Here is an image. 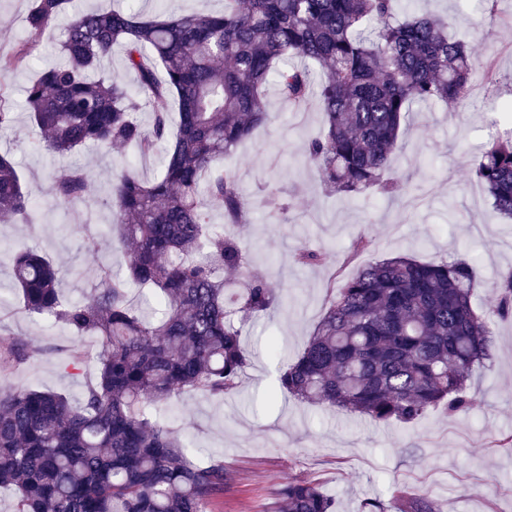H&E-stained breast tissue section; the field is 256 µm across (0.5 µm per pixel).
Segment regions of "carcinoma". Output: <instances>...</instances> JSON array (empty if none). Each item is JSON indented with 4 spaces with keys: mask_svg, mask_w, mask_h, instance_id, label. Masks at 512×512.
<instances>
[{
    "mask_svg": "<svg viewBox=\"0 0 512 512\" xmlns=\"http://www.w3.org/2000/svg\"><path fill=\"white\" fill-rule=\"evenodd\" d=\"M218 13L158 14L88 10L72 0H31L29 38L0 54V129L15 121L8 79L32 58V38L65 22L61 59L26 88L32 125L57 155L85 146L158 147L159 173L126 168L112 181L113 224L126 247L122 274L102 267L94 297L64 304L61 271L35 250L11 258L25 308L48 315L81 338H96L97 373L83 397L34 389L0 393V489L15 492V512H208L224 489V461H197L157 408L184 390L214 399L237 392L251 361L243 328L280 298L271 282L249 276L239 242L210 222L246 224L250 206L215 160L268 119L266 87L295 106L315 100L321 136L305 154L332 191L371 188L401 199L407 186L384 174L401 151L399 131L414 104L433 101L475 110L468 44L430 15L393 24L400 0H223ZM136 75L130 90L103 61L114 48ZM148 110L144 125L138 114ZM474 174L493 209L512 219V127L480 148ZM85 170H58L54 195L82 199ZM35 197L11 158L0 155V223L27 219ZM299 265L323 254L304 245ZM132 284L153 287L165 315L135 309ZM477 282L466 259L408 257L362 267L326 289L328 306L298 357L279 369L278 387L301 402L375 421L411 422L448 405L466 411L475 366L490 355L492 321L477 315ZM493 311L512 314V270L496 284ZM39 349L0 333V372ZM280 512H337L317 483L290 479L277 490ZM398 512H435L404 492Z\"/></svg>",
    "mask_w": 512,
    "mask_h": 512,
    "instance_id": "cac0c4a2",
    "label": "carcinoma"
}]
</instances>
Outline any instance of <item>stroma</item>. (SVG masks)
<instances>
[{
	"instance_id": "obj_1",
	"label": "stroma",
	"mask_w": 512,
	"mask_h": 512,
	"mask_svg": "<svg viewBox=\"0 0 512 512\" xmlns=\"http://www.w3.org/2000/svg\"><path fill=\"white\" fill-rule=\"evenodd\" d=\"M77 9L132 8L162 12L218 11L222 0H74ZM447 20L450 35L463 38L475 62L494 58L498 79L491 114L472 108L448 113L440 104L413 107L401 127L402 151L387 175L408 186L391 200L370 189L353 197L328 194L303 151L319 135L318 107L296 109L268 87L270 119L225 157L224 167L252 203L249 224L225 223L212 203L210 219L247 250L248 272L281 287L278 304L241 336L252 354L238 393L213 400L183 392L159 409L160 416L201 457L224 461V490L211 512H279L275 491L291 478L319 484L335 498L337 512H356L366 500L392 505L395 490L426 496L436 512H512V316L494 321L491 356L467 382L469 411L456 415L438 406L413 423H375L318 404L297 401L274 383L269 339L283 348V361L305 346L326 308L327 282L344 280L361 267L400 254L423 262L471 259L479 283L472 304L488 314L492 287L512 270V221L495 215L472 169L482 143L512 126V0H498L487 16L480 0H401L396 20L420 13ZM61 26L37 40L33 65L11 76L17 122L0 134V153L12 158L36 203L26 224H0V328L39 347V354L0 375V392L52 390L78 399L95 376L94 361L66 369L74 336L44 315L29 313L7 266L11 255L36 248L61 269L63 302H87L99 267L125 270L123 250L111 243V176L130 165L146 177L158 171L154 158L131 147L87 146L66 156L47 151L32 128L25 89L42 68L54 64ZM79 166L92 175L88 194L73 206L58 205L55 170ZM289 211H281V200ZM369 248L348 259L357 236ZM323 249V264L302 267L297 245Z\"/></svg>"
}]
</instances>
